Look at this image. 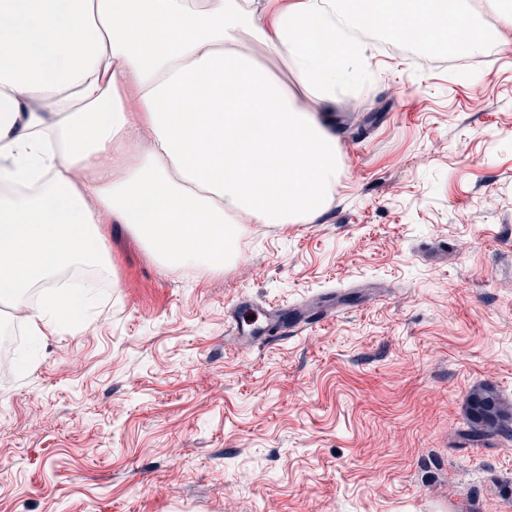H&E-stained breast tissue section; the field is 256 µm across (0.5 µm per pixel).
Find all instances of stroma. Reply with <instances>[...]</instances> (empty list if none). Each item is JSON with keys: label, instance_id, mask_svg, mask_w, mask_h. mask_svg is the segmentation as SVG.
Returning <instances> with one entry per match:
<instances>
[{"label": "stroma", "instance_id": "stroma-1", "mask_svg": "<svg viewBox=\"0 0 512 512\" xmlns=\"http://www.w3.org/2000/svg\"><path fill=\"white\" fill-rule=\"evenodd\" d=\"M463 81L363 41L337 86L341 173L313 224H252L223 271L163 268L120 224L84 331L0 369V512H512V440L461 435L512 401V23ZM323 326L237 351L241 296L329 292ZM464 420L462 431L472 443L512 437V402L505 401L493 388L479 387L467 396Z\"/></svg>", "mask_w": 512, "mask_h": 512}]
</instances>
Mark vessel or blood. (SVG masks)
Here are the masks:
<instances>
[{
    "instance_id": "obj_1",
    "label": "vessel or blood",
    "mask_w": 512,
    "mask_h": 512,
    "mask_svg": "<svg viewBox=\"0 0 512 512\" xmlns=\"http://www.w3.org/2000/svg\"><path fill=\"white\" fill-rule=\"evenodd\" d=\"M254 310L267 316L277 328L288 334L322 325L339 312L340 306L332 296L318 303L303 301L289 309L275 304L258 307L249 300H238L229 313L227 329L228 339L236 349L249 348L257 339L253 322L249 318Z\"/></svg>"
}]
</instances>
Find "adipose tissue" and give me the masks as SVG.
<instances>
[{
    "mask_svg": "<svg viewBox=\"0 0 512 512\" xmlns=\"http://www.w3.org/2000/svg\"><path fill=\"white\" fill-rule=\"evenodd\" d=\"M382 19L481 45L465 0H0V302L42 289L40 335L76 302L59 272L102 261V224L220 271L249 225L313 223L339 171L333 90L363 64L345 32Z\"/></svg>",
    "mask_w": 512,
    "mask_h": 512,
    "instance_id": "obj_1",
    "label": "adipose tissue"
}]
</instances>
